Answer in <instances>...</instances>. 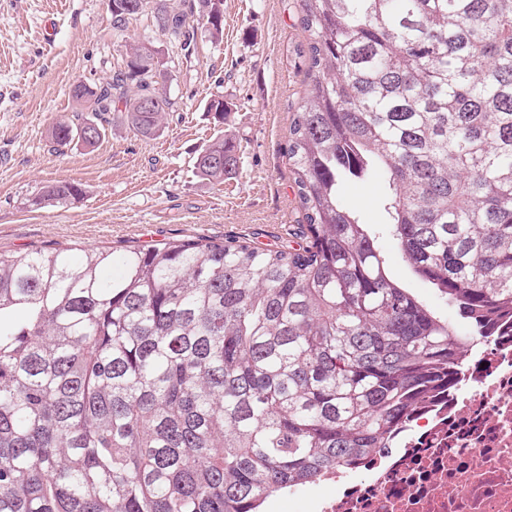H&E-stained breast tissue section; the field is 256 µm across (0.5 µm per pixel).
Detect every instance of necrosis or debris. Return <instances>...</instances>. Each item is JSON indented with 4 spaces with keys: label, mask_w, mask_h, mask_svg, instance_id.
<instances>
[{
    "label": "necrosis or debris",
    "mask_w": 512,
    "mask_h": 512,
    "mask_svg": "<svg viewBox=\"0 0 512 512\" xmlns=\"http://www.w3.org/2000/svg\"><path fill=\"white\" fill-rule=\"evenodd\" d=\"M464 378L413 412L400 447L337 470L315 512H512V328Z\"/></svg>",
    "instance_id": "1"
}]
</instances>
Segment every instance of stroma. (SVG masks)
<instances>
[{"label":"stroma","mask_w":512,"mask_h":512,"mask_svg":"<svg viewBox=\"0 0 512 512\" xmlns=\"http://www.w3.org/2000/svg\"><path fill=\"white\" fill-rule=\"evenodd\" d=\"M148 0L143 17L114 23L107 0H0V252L51 248L123 249L172 240L246 239L287 249L302 221L286 148L293 112L312 79L300 0H224V36L212 38L201 0H191L190 45L164 35ZM146 45L164 63L170 100L159 131L130 130L105 116L92 147L53 143L59 120L81 108L75 85L111 81L125 47ZM223 97L215 120L210 99ZM224 137L239 159L235 178L216 184L194 173L198 153ZM56 182L81 196L45 208L32 201ZM383 184L350 179L341 206L379 225Z\"/></svg>","instance_id":"stroma-1"}]
</instances>
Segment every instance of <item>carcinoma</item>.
<instances>
[{"instance_id":"carcinoma-1","label":"carcinoma","mask_w":512,"mask_h":512,"mask_svg":"<svg viewBox=\"0 0 512 512\" xmlns=\"http://www.w3.org/2000/svg\"><path fill=\"white\" fill-rule=\"evenodd\" d=\"M301 2L296 246L0 253V512H262L397 447L512 323V0ZM220 4L204 0L215 39ZM154 24L189 39L181 2ZM72 96L86 116L53 126L58 145L105 131L106 112L151 136L169 108L136 44ZM203 152L198 176L236 174L224 137ZM369 175L386 185L379 231L337 199ZM79 194L57 182L33 204ZM382 235L447 311L393 278Z\"/></svg>"}]
</instances>
